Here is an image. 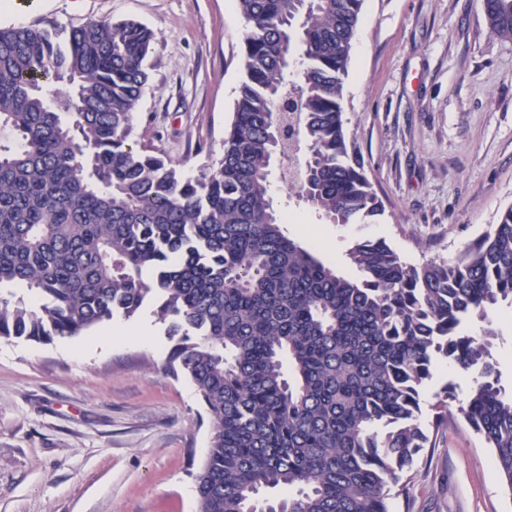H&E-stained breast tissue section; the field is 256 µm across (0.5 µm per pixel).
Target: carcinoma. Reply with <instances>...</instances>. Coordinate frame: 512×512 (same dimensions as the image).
Here are the masks:
<instances>
[{"instance_id":"carcinoma-1","label":"carcinoma","mask_w":512,"mask_h":512,"mask_svg":"<svg viewBox=\"0 0 512 512\" xmlns=\"http://www.w3.org/2000/svg\"><path fill=\"white\" fill-rule=\"evenodd\" d=\"M237 2L244 78L221 157L194 178L131 141L152 29L0 28V285L39 300L0 295V339L49 344L156 300L167 369L212 422L197 512H392L431 447L422 392L438 357L470 377L458 411L512 492L497 333L462 331L512 307V207L450 260L411 264L359 236L355 277L290 238L269 193L276 155L294 162L288 190L330 223L384 213L343 119L363 0ZM482 2L512 39V0ZM451 398L431 404L433 426Z\"/></svg>"}]
</instances>
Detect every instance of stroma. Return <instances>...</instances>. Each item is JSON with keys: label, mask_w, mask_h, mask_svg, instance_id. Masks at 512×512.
Listing matches in <instances>:
<instances>
[{"label": "stroma", "mask_w": 512, "mask_h": 512, "mask_svg": "<svg viewBox=\"0 0 512 512\" xmlns=\"http://www.w3.org/2000/svg\"><path fill=\"white\" fill-rule=\"evenodd\" d=\"M134 19L157 34L133 140L186 175L222 153L243 78L236 0H6L0 26ZM345 128L385 212L370 234L412 264L455 255L512 206V39L481 0H364ZM287 235L345 269L353 230L321 219L280 181ZM145 303L49 344L0 339V512H197L195 475L210 421L190 380L166 368L171 343ZM512 390V308L488 314ZM484 322V323H487ZM484 323H465L479 334ZM429 427L409 498L393 512H512L491 448L448 406Z\"/></svg>", "instance_id": "obj_1"}]
</instances>
